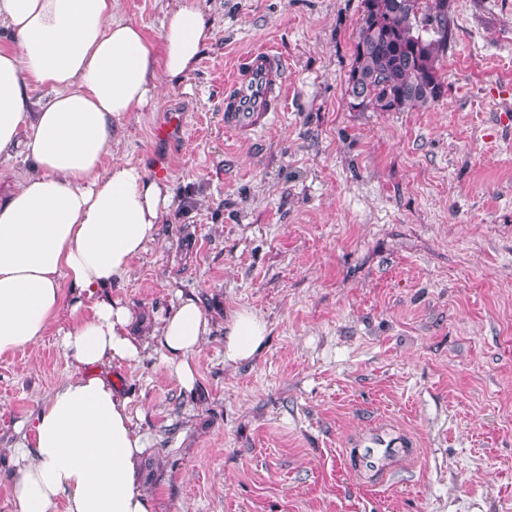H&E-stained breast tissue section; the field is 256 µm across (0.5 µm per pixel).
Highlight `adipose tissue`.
Wrapping results in <instances>:
<instances>
[{"instance_id": "1", "label": "adipose tissue", "mask_w": 512, "mask_h": 512, "mask_svg": "<svg viewBox=\"0 0 512 512\" xmlns=\"http://www.w3.org/2000/svg\"><path fill=\"white\" fill-rule=\"evenodd\" d=\"M1 31L10 44L0 48V157L32 169L0 200V355L35 344L65 309L57 334L72 368L12 445V512H153L138 482L146 440L101 368L144 350L133 310L106 290L156 241L173 192L113 151L124 117L149 107L162 79L195 69L212 25L198 0H177L154 40L113 19L112 0H0ZM36 87L49 94L35 103ZM210 329L191 296L160 316L155 342L184 388ZM266 336L253 312H235L225 362L254 359Z\"/></svg>"}]
</instances>
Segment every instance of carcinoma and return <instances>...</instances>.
Here are the masks:
<instances>
[{"instance_id": "obj_1", "label": "carcinoma", "mask_w": 512, "mask_h": 512, "mask_svg": "<svg viewBox=\"0 0 512 512\" xmlns=\"http://www.w3.org/2000/svg\"><path fill=\"white\" fill-rule=\"evenodd\" d=\"M441 0H361V24L346 93L367 100L364 111L400 112L442 96L440 58L452 38Z\"/></svg>"}]
</instances>
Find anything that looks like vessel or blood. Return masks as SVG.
<instances>
[{
	"mask_svg": "<svg viewBox=\"0 0 512 512\" xmlns=\"http://www.w3.org/2000/svg\"><path fill=\"white\" fill-rule=\"evenodd\" d=\"M287 66L273 50L250 51L241 72L224 92V128L237 136L254 133L272 115L282 111L287 92ZM415 438L389 424H378L358 436L349 450L357 474L364 478H383L395 463L413 459Z\"/></svg>",
	"mask_w": 512,
	"mask_h": 512,
	"instance_id": "b4317fda",
	"label": "vessel or blood"
}]
</instances>
